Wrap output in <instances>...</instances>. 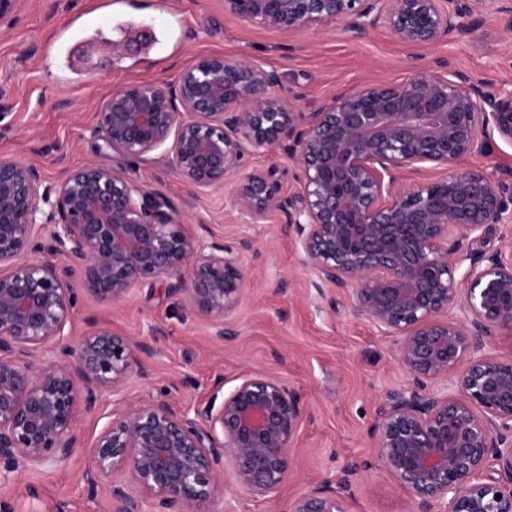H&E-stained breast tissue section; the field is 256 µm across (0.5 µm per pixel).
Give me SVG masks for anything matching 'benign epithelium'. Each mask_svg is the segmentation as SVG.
<instances>
[{
    "label": "benign epithelium",
    "instance_id": "7a95c632",
    "mask_svg": "<svg viewBox=\"0 0 512 512\" xmlns=\"http://www.w3.org/2000/svg\"><path fill=\"white\" fill-rule=\"evenodd\" d=\"M224 0V11L285 34L340 23L365 35L385 26L401 43L464 37L488 13L512 33V0ZM97 131L125 160L165 148L192 187L222 186L246 154L281 151L302 171L285 197L270 176H244L233 204L253 221L281 212L314 286L340 288L354 313L398 337L409 387L391 391L370 437L376 461L405 491L408 512H512V356L490 351L512 333V260L467 247L489 224H511L512 180L452 169L496 135L512 145V89H488L445 60L402 82L372 81L317 112H296L279 75L250 60L206 56L174 84L112 93ZM234 250L207 242L171 202L103 162L42 184L31 165L0 161V465L54 463L75 448L77 406L105 394L112 418L84 479L105 482L109 512H215L227 461L244 491L280 492L302 418L274 374L244 375L221 404L134 402L128 381L152 353L146 340L93 329L72 346L64 330L72 288L119 300L171 279L201 314L224 319L250 279ZM53 346L52 356L37 354ZM498 466V478L483 471ZM372 462L351 465L288 512H351L345 489Z\"/></svg>",
    "mask_w": 512,
    "mask_h": 512
}]
</instances>
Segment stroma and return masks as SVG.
I'll use <instances>...</instances> for the list:
<instances>
[{"instance_id": "stroma-1", "label": "stroma", "mask_w": 512, "mask_h": 512, "mask_svg": "<svg viewBox=\"0 0 512 512\" xmlns=\"http://www.w3.org/2000/svg\"><path fill=\"white\" fill-rule=\"evenodd\" d=\"M221 55L253 60L277 71L295 94L299 112L313 111L373 80L400 81L445 59L462 74L492 86L512 81V36L497 15L485 16L471 35L412 47L383 28L362 38L330 24L289 39L224 10V0H13L0 18V160L33 165L44 184L62 164L99 161L124 166L148 190L166 196L186 222L206 227L208 240L227 246L249 241L241 254L254 276L226 324L231 343L216 339L213 323L171 293L165 281L142 284L117 301L66 278L77 295L69 314L71 341L91 327L148 339L151 355L127 385L139 402L161 397L185 407L223 400L241 376L262 370L279 376L299 397L303 417L294 445L292 475L278 498L244 492L224 474L218 512H280L311 485L339 480L343 468L373 457L369 430L388 391L407 377L394 359L396 339L354 315L352 298L337 288H314L285 218L256 224L232 202L234 181L188 186L164 150L125 163L93 132L95 114L113 91L136 82H174L196 59ZM244 173H272L283 195L299 190L300 170L274 151L247 156ZM223 388H216V378ZM112 411L103 396L95 413L77 409L73 431L82 445L67 459L35 465L0 482L8 512H107L108 484L89 488L85 442ZM353 512H405L407 497L381 466L354 476Z\"/></svg>"}]
</instances>
